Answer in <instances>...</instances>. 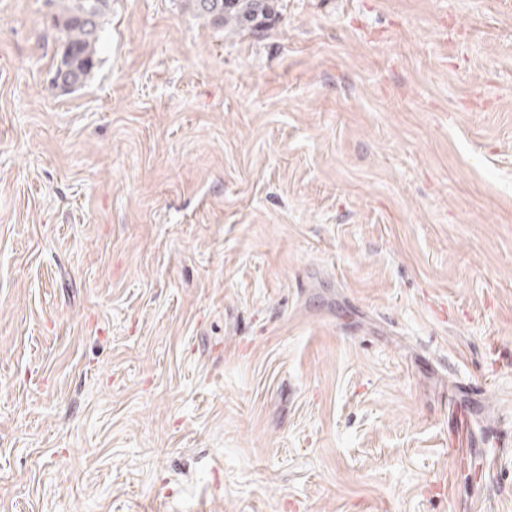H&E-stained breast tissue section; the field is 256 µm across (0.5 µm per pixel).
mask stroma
Masks as SVG:
<instances>
[{
  "mask_svg": "<svg viewBox=\"0 0 512 512\" xmlns=\"http://www.w3.org/2000/svg\"><path fill=\"white\" fill-rule=\"evenodd\" d=\"M57 13L0 0V512H512V0H110L70 94ZM185 8L198 20L224 26L239 33L266 25L278 13L281 0H183Z\"/></svg>",
  "mask_w": 512,
  "mask_h": 512,
  "instance_id": "35a3bbf8",
  "label": "stroma"
}]
</instances>
